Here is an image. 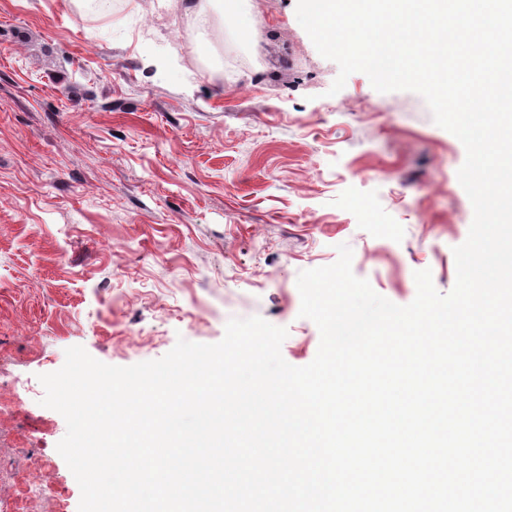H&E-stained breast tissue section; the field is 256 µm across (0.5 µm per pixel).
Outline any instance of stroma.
I'll list each match as a JSON object with an SVG mask.
<instances>
[{
	"instance_id": "35a3bbf8",
	"label": "stroma",
	"mask_w": 512,
	"mask_h": 512,
	"mask_svg": "<svg viewBox=\"0 0 512 512\" xmlns=\"http://www.w3.org/2000/svg\"><path fill=\"white\" fill-rule=\"evenodd\" d=\"M338 73L296 0H0V512H78L38 380L67 348L124 367L259 316L308 365L298 274L343 243L395 304L424 269L452 290L464 146L416 93L330 94Z\"/></svg>"
}]
</instances>
